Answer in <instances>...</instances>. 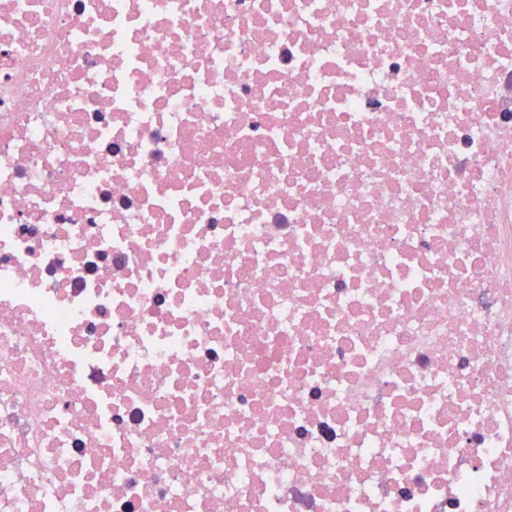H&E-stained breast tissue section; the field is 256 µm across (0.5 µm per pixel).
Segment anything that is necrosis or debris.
Returning a JSON list of instances; mask_svg holds the SVG:
<instances>
[{
  "instance_id": "4bbe7bcc",
  "label": "necrosis or debris",
  "mask_w": 512,
  "mask_h": 512,
  "mask_svg": "<svg viewBox=\"0 0 512 512\" xmlns=\"http://www.w3.org/2000/svg\"><path fill=\"white\" fill-rule=\"evenodd\" d=\"M0 512H512V0H0Z\"/></svg>"
}]
</instances>
